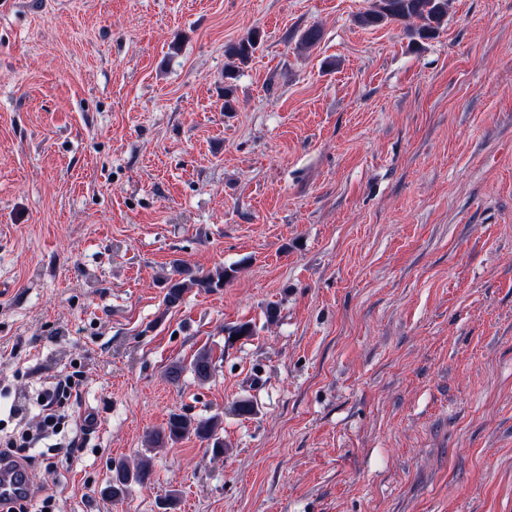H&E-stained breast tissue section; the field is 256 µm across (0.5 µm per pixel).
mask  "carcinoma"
Masks as SVG:
<instances>
[{
  "label": "carcinoma",
  "instance_id": "1",
  "mask_svg": "<svg viewBox=\"0 0 512 512\" xmlns=\"http://www.w3.org/2000/svg\"><path fill=\"white\" fill-rule=\"evenodd\" d=\"M448 16V0H374L367 10L358 16V23L364 27H375L385 21L414 23L415 32L421 39L433 37ZM259 45L258 34L248 36L231 45L228 51L243 63L248 62ZM179 278L167 279V290L163 299L166 308L180 305L188 288L197 286L206 290L224 287L228 273L218 270L214 273L196 275L188 269L176 268ZM190 371L200 382L210 380L214 371L213 359L209 351H198L189 364L180 362L171 365L168 376L176 381L184 371ZM194 435L211 446L216 455L224 454V442L220 436V422L216 416L195 418L184 413L169 416L166 428L151 437L150 443L161 444L165 441H177L188 435ZM150 460L142 459L135 467L125 462L114 465L112 484L108 487L112 500L119 502L124 498L127 485L132 482L144 484L150 480Z\"/></svg>",
  "mask_w": 512,
  "mask_h": 512
}]
</instances>
